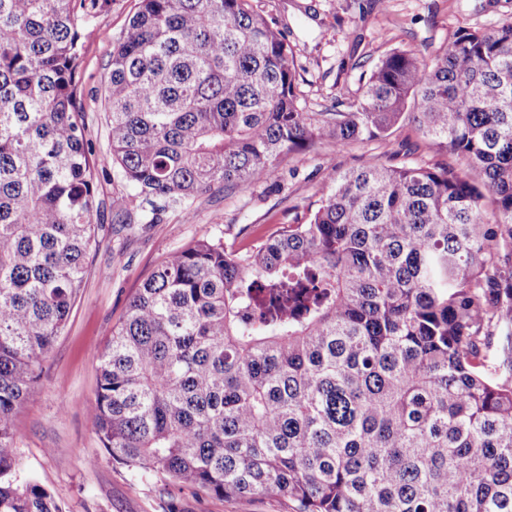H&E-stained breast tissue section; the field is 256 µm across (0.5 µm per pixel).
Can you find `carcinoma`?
I'll use <instances>...</instances> for the list:
<instances>
[{
	"label": "carcinoma",
	"mask_w": 512,
	"mask_h": 512,
	"mask_svg": "<svg viewBox=\"0 0 512 512\" xmlns=\"http://www.w3.org/2000/svg\"><path fill=\"white\" fill-rule=\"evenodd\" d=\"M112 0H0V512H62L20 473L15 416L97 244L289 156L385 140L411 111L450 161L341 171L305 221L201 237L128 300L92 425L112 460L298 512H512V23L393 51L346 112H306L253 0H139L113 40L108 150L77 75Z\"/></svg>",
	"instance_id": "cac0c4a2"
}]
</instances>
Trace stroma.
<instances>
[{"label":"stroma","instance_id":"1","mask_svg":"<svg viewBox=\"0 0 512 512\" xmlns=\"http://www.w3.org/2000/svg\"><path fill=\"white\" fill-rule=\"evenodd\" d=\"M135 4L113 0L96 20L98 37L81 54L87 137L100 153L106 150L104 91L112 41L125 31ZM253 6L291 45L296 92L308 112L346 110L363 79L392 51L412 50L430 60L458 29L490 30L512 22V0H254ZM419 142L405 119L390 139L356 142L340 151L323 145L290 156L261 182L199 197L188 212L166 209L153 224H123L112 198L126 192L125 182L113 170L97 174L93 221L99 244L87 257L71 318L16 415L23 473L50 489L63 512H171V503L172 512H297L294 502L278 495L210 496L113 461L87 414L99 357L128 298L166 254L203 236L237 248L255 245L275 227L303 216L328 191L336 171L372 162H440L439 154Z\"/></svg>","mask_w":512,"mask_h":512}]
</instances>
